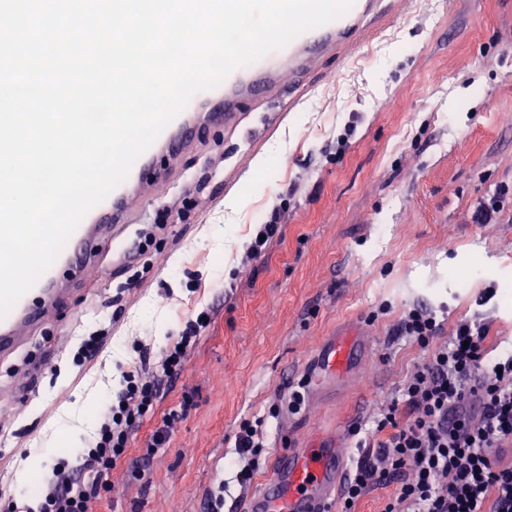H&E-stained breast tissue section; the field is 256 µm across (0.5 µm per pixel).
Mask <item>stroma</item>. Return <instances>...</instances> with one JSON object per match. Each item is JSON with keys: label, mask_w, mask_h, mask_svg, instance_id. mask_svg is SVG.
I'll return each instance as SVG.
<instances>
[{"label": "stroma", "mask_w": 512, "mask_h": 512, "mask_svg": "<svg viewBox=\"0 0 512 512\" xmlns=\"http://www.w3.org/2000/svg\"><path fill=\"white\" fill-rule=\"evenodd\" d=\"M355 128L343 158L336 136ZM239 177L234 196L224 183ZM512 182V0H409L384 37L346 62L325 59L297 112L268 128L255 112L237 132L213 127L171 165L131 231L186 190L188 224L155 232L133 267L104 257L32 343L0 364V496L37 500L55 463L96 427L119 370L139 366L208 314L184 373L141 420L96 512H208L214 476L223 512L242 499L230 464L242 422L268 416L289 386L307 383L310 409L281 412L276 448L334 430L348 434L374 403L395 397L426 356L393 339L409 308L443 311L445 329L480 311L489 349L512 347V223L473 224L495 185ZM288 201L278 241L246 257L266 213ZM373 337L356 378L318 380L321 348ZM104 339L93 363L83 343ZM180 412L161 447L154 435Z\"/></svg>", "instance_id": "1"}]
</instances>
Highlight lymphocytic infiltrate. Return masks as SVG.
<instances>
[{
    "mask_svg": "<svg viewBox=\"0 0 512 512\" xmlns=\"http://www.w3.org/2000/svg\"><path fill=\"white\" fill-rule=\"evenodd\" d=\"M207 318L188 323L175 345L161 349L147 368L127 370L108 394L97 427L72 468L53 467L37 506L10 502L9 512H95L112 491V468L166 381L183 372ZM490 324L473 314L445 330L436 313L413 307L392 325L395 338L427 348L428 355L400 397L378 404L371 431L352 425L362 453L339 498L351 512L376 488L394 485L384 512H512V351L489 357ZM268 446L265 417L243 423L236 437L240 491H247Z\"/></svg>",
    "mask_w": 512,
    "mask_h": 512,
    "instance_id": "1",
    "label": "lymphocytic infiltrate"
}]
</instances>
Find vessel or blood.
Masks as SVG:
<instances>
[{
  "instance_id": "b4317fda",
  "label": "vessel or blood",
  "mask_w": 512,
  "mask_h": 512,
  "mask_svg": "<svg viewBox=\"0 0 512 512\" xmlns=\"http://www.w3.org/2000/svg\"><path fill=\"white\" fill-rule=\"evenodd\" d=\"M407 0H352L337 19L294 38L252 64L236 68L219 86L196 93L139 157L127 178L81 220L54 264L0 318V362L12 360L31 341L45 317L67 299L76 279H97L99 254L113 249L129 255L137 240L127 235L131 217L142 210L163 181L161 159L175 160L195 140L198 129L216 123L242 127L244 103L277 123L282 110L296 111L310 89L309 76L329 56L344 61L376 39L401 15ZM374 342L356 336L326 348L323 375L355 371L369 358ZM349 454L336 439L294 444L274 458L270 474L247 498L241 512H334L346 478Z\"/></svg>"
}]
</instances>
